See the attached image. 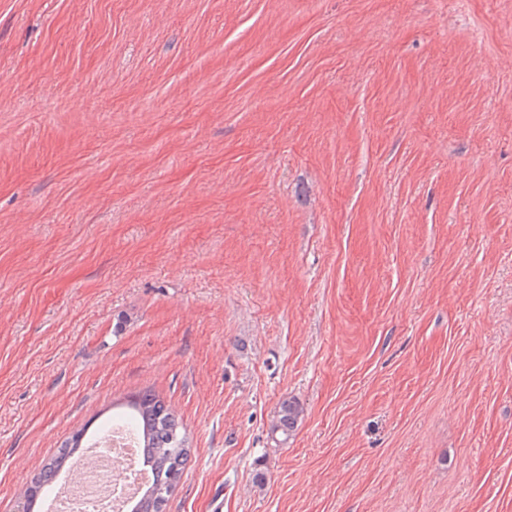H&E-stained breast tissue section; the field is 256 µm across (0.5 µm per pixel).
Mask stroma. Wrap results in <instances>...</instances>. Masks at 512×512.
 Returning <instances> with one entry per match:
<instances>
[{
    "label": "stroma",
    "instance_id": "35a3bbf8",
    "mask_svg": "<svg viewBox=\"0 0 512 512\" xmlns=\"http://www.w3.org/2000/svg\"><path fill=\"white\" fill-rule=\"evenodd\" d=\"M145 388L166 512H512V0H0V512ZM120 405L126 409L124 417L136 425L142 466L150 474L130 512H165L190 457L185 430L163 400L150 391L129 396ZM156 491H165V497L155 496ZM302 414L303 408L298 402L288 399L282 400L271 425L272 437L280 433L283 436L282 441L288 440Z\"/></svg>",
    "mask_w": 512,
    "mask_h": 512
}]
</instances>
